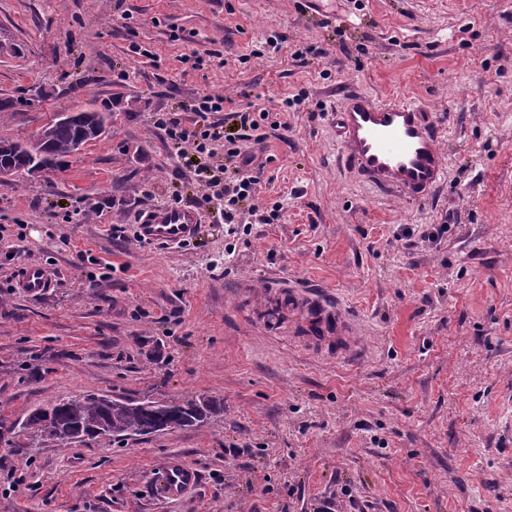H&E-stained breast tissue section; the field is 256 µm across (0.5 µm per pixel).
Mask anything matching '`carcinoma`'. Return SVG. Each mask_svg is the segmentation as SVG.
<instances>
[{"label":"carcinoma","mask_w":512,"mask_h":512,"mask_svg":"<svg viewBox=\"0 0 512 512\" xmlns=\"http://www.w3.org/2000/svg\"><path fill=\"white\" fill-rule=\"evenodd\" d=\"M108 114L100 111H79L68 123H53L39 132L43 166L57 156L74 152L79 141L89 142L100 137ZM11 149L0 152V165L11 166L18 172H28L31 156L12 149L14 142L0 140ZM209 399L159 401L151 398L130 400L104 396H90L82 401L61 400L48 408H40L28 415L20 427L40 437L60 443H72L89 438L110 440L130 435H147L172 426H193L203 422L214 410Z\"/></svg>","instance_id":"obj_1"}]
</instances>
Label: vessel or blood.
<instances>
[{
	"mask_svg": "<svg viewBox=\"0 0 512 512\" xmlns=\"http://www.w3.org/2000/svg\"><path fill=\"white\" fill-rule=\"evenodd\" d=\"M331 121L338 134V161L367 190L413 206L437 198L447 180L448 161L440 146L443 128L428 113L407 100L377 101L351 88ZM199 227L196 210L159 206L149 209L138 233L147 242L175 245L195 239ZM16 285L30 295L41 296L52 288L53 281L42 267L31 265L23 268ZM283 301L305 350L323 357L348 358L356 353L357 324L336 300L313 288L267 285L257 309L268 324H277L274 311ZM199 482L197 470L172 464L156 474L153 494L177 499Z\"/></svg>",
	"mask_w": 512,
	"mask_h": 512,
	"instance_id": "vessel-or-blood-1",
	"label": "vessel or blood"
}]
</instances>
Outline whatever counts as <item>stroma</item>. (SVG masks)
<instances>
[{"label":"stroma","mask_w":512,"mask_h":512,"mask_svg":"<svg viewBox=\"0 0 512 512\" xmlns=\"http://www.w3.org/2000/svg\"><path fill=\"white\" fill-rule=\"evenodd\" d=\"M193 52L222 63L192 70L179 57ZM348 86L446 127L436 201L374 196L338 168L327 114ZM202 91L278 113L256 203L280 204L279 220L233 238L204 210L183 247L117 238L189 182L151 114ZM1 100L15 108L0 140L20 143L60 112L111 116L53 169L0 183V512H319L328 498L340 512H512L506 0H0ZM85 250L113 265L100 284ZM26 265L54 275L47 295L10 286ZM270 276L335 297L361 326L357 355L310 354L226 300ZM89 395L223 409L66 446L16 427ZM172 461L201 483L156 499Z\"/></svg>","instance_id":"1"}]
</instances>
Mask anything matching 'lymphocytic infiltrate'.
<instances>
[{
  "instance_id": "lymphocytic-infiltrate-1",
  "label": "lymphocytic infiltrate",
  "mask_w": 512,
  "mask_h": 512,
  "mask_svg": "<svg viewBox=\"0 0 512 512\" xmlns=\"http://www.w3.org/2000/svg\"><path fill=\"white\" fill-rule=\"evenodd\" d=\"M224 103V96L204 92L178 107L155 111L153 124L164 131L183 168L202 189L200 206L221 201L213 219L235 236L244 215L256 216L262 224L279 217L277 209L262 212L255 204L267 161L246 144L263 143L266 129L277 128L280 122L277 113L265 109L225 112Z\"/></svg>"
}]
</instances>
